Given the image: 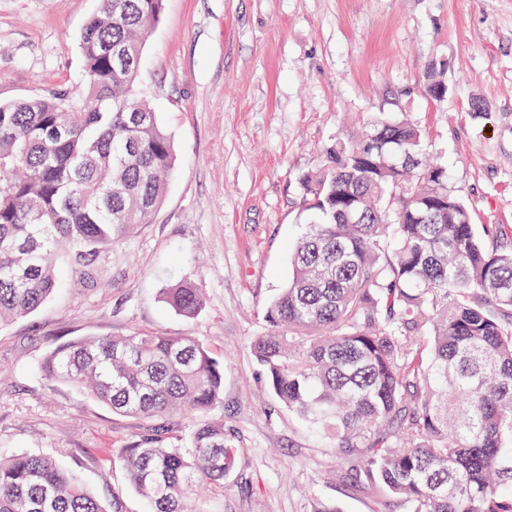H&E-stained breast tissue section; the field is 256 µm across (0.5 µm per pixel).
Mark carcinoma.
I'll use <instances>...</instances> for the list:
<instances>
[{
  "mask_svg": "<svg viewBox=\"0 0 512 512\" xmlns=\"http://www.w3.org/2000/svg\"><path fill=\"white\" fill-rule=\"evenodd\" d=\"M164 2L100 0L81 35L80 100L0 102V323L47 300L60 251L88 267L160 205L173 143L135 84ZM423 82L431 99L446 86L432 67ZM422 155V131L380 112L301 178L314 217L251 349L288 412L408 512H512V243L477 230ZM165 302L191 318L204 298L183 282ZM40 372L156 421L119 449L148 512H208L195 489L224 493L235 465L224 421L197 424L188 449L168 442L167 421L206 414L224 393V362L197 340H71ZM0 512L107 510L72 470L22 453L0 459Z\"/></svg>",
  "mask_w": 512,
  "mask_h": 512,
  "instance_id": "carcinoma-1",
  "label": "carcinoma"
}]
</instances>
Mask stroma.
<instances>
[{
  "mask_svg": "<svg viewBox=\"0 0 512 512\" xmlns=\"http://www.w3.org/2000/svg\"><path fill=\"white\" fill-rule=\"evenodd\" d=\"M98 8L0 0V102L80 96L81 32ZM432 64L448 83L440 101L424 92ZM137 89L174 145V171L151 222L106 248L90 280L58 258L60 287L0 326V458L53 457L104 506L118 491L123 512H142L117 450L146 420L37 367L70 339L189 336L224 362L210 415L237 456L209 512H406L273 398L250 341L268 330L312 216L301 177L370 114L419 126L473 224L512 238V0H166ZM182 281L205 297L196 317L164 302Z\"/></svg>",
  "mask_w": 512,
  "mask_h": 512,
  "instance_id": "obj_1",
  "label": "stroma"
}]
</instances>
